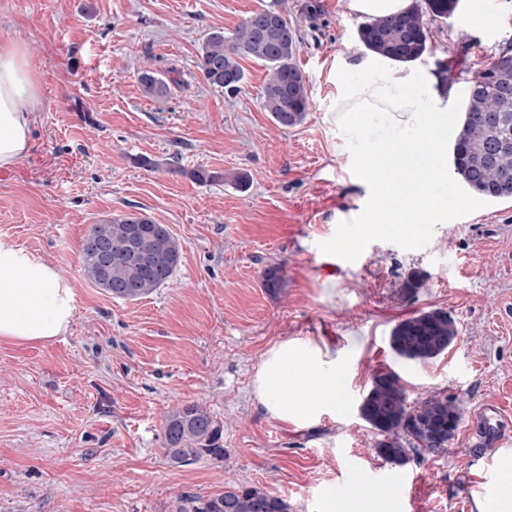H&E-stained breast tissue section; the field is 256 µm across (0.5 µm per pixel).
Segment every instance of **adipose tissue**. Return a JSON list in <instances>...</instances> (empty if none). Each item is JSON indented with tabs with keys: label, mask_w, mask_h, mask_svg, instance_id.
<instances>
[{
	"label": "adipose tissue",
	"mask_w": 512,
	"mask_h": 512,
	"mask_svg": "<svg viewBox=\"0 0 512 512\" xmlns=\"http://www.w3.org/2000/svg\"><path fill=\"white\" fill-rule=\"evenodd\" d=\"M455 85L436 66H398L370 52L343 57L336 93L327 114L337 130L358 139L383 120L388 133L365 141L359 167L384 202L381 224L408 226L415 214L431 215L439 202L430 188L439 171L430 160L448 145L455 123ZM41 105L38 82L24 44L0 43V169H10L31 151L35 114ZM74 291L43 258L0 237V341L47 343L66 335ZM260 403L274 418L311 423L341 403L343 376L330 348L305 342L273 345L255 375ZM476 512H512V450L500 452L485 473Z\"/></svg>",
	"instance_id": "ef3b65f1"
}]
</instances>
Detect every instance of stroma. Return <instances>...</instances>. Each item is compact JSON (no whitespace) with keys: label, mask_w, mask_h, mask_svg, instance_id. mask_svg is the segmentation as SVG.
<instances>
[{"label":"stroma","mask_w":512,"mask_h":512,"mask_svg":"<svg viewBox=\"0 0 512 512\" xmlns=\"http://www.w3.org/2000/svg\"><path fill=\"white\" fill-rule=\"evenodd\" d=\"M263 7L301 36L310 110L291 129L260 105V63L242 59L234 97L196 67L207 33ZM362 22L339 0H0V40L28 47L42 90L30 156L0 170V235L57 267L76 306L58 340L0 342V512H171L179 495L237 484L289 512H325L330 488L347 494L365 477L394 485L379 512H475L479 468L494 455L473 448L471 416L484 403L512 414V199L463 190L411 232L369 223L381 200L351 170L355 140L326 115ZM510 42L512 0H482L442 24L425 61L485 63ZM146 67L174 71L169 96L143 94ZM197 169L218 178L195 180ZM237 170L247 188L225 181ZM130 212L182 248L171 280L133 301L91 283L79 254L92 225ZM273 265L274 294L263 286ZM414 270L423 278L409 290ZM432 308L455 320L456 339L432 360L401 358L392 328ZM284 340L348 364L345 412L309 425L270 416L254 378ZM380 369L399 375L409 402L455 401L447 450L401 466L376 453L358 406ZM186 402L222 425L223 463L166 461L163 419Z\"/></svg>","instance_id":"obj_1"}]
</instances>
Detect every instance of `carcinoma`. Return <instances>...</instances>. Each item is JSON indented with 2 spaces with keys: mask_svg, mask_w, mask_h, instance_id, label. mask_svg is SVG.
I'll use <instances>...</instances> for the list:
<instances>
[{
  "mask_svg": "<svg viewBox=\"0 0 512 512\" xmlns=\"http://www.w3.org/2000/svg\"><path fill=\"white\" fill-rule=\"evenodd\" d=\"M460 0H424L403 12L373 18L358 29L359 42L369 51L397 63H410L433 50L432 29L453 18ZM268 14L280 16L282 26L268 35L257 34L255 23ZM300 48L298 28L280 11L263 8L249 14L233 32L215 31L206 36L198 50L196 66L203 79L229 95L240 91L244 69L240 60L249 57L268 70L261 106L282 128H294L310 109L306 79L295 59ZM143 93L163 98L171 93L170 83L159 73L144 69L139 75ZM464 118L452 148L457 179L473 194L493 200L512 199V47L491 57L484 68L468 80L463 100ZM145 226L141 240L150 257V270H139L115 259L128 247V228ZM89 236L106 242L111 250L110 292L136 300L165 285L174 274L181 253L179 242L167 228L144 216L124 214L91 227ZM86 277L102 286L97 254L82 247ZM282 268L264 271L263 285L271 293L281 288ZM458 335L455 321L442 309L420 311L399 322L392 331L391 346L401 357L426 361L443 353ZM361 418L376 431L377 453L386 461L402 465L409 453H437L448 447L460 421L454 401L433 395L415 405L397 374L381 371L360 406ZM163 453L168 464L184 468L202 460L224 462L223 427L206 408L187 402L170 410L163 421ZM172 512H289L288 502L254 485L227 487L206 498L182 494Z\"/></svg>",
  "mask_w": 512,
  "mask_h": 512,
  "instance_id": "obj_1",
  "label": "carcinoma"
}]
</instances>
